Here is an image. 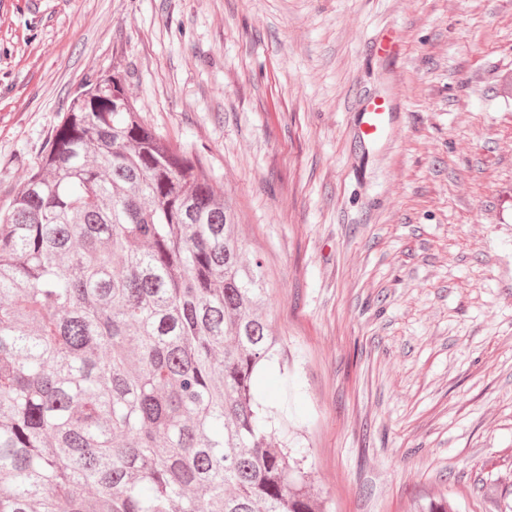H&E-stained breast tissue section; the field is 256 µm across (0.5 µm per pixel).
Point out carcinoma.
Wrapping results in <instances>:
<instances>
[{"label": "carcinoma", "mask_w": 512, "mask_h": 512, "mask_svg": "<svg viewBox=\"0 0 512 512\" xmlns=\"http://www.w3.org/2000/svg\"><path fill=\"white\" fill-rule=\"evenodd\" d=\"M112 73L83 84L0 206V512H320L262 264L203 160Z\"/></svg>", "instance_id": "obj_1"}]
</instances>
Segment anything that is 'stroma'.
Masks as SVG:
<instances>
[{
  "label": "stroma",
  "instance_id": "stroma-1",
  "mask_svg": "<svg viewBox=\"0 0 512 512\" xmlns=\"http://www.w3.org/2000/svg\"><path fill=\"white\" fill-rule=\"evenodd\" d=\"M105 71L238 213L324 512H512V0H0V201ZM406 96L407 89L394 81L389 97L370 98L357 108L355 133L362 146L374 147L384 140L396 124L398 104Z\"/></svg>",
  "mask_w": 512,
  "mask_h": 512
}]
</instances>
